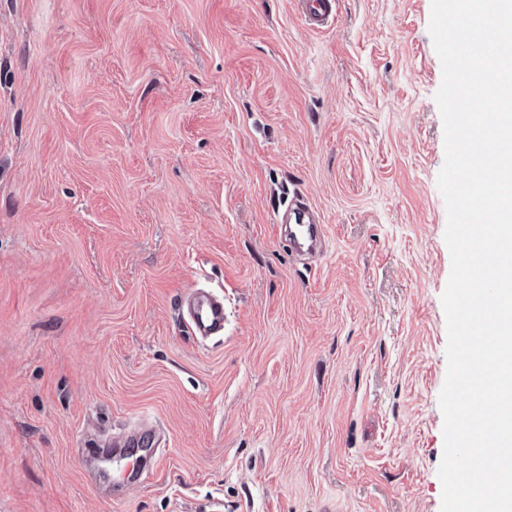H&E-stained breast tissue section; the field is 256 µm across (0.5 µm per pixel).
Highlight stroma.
I'll list each match as a JSON object with an SVG mask.
<instances>
[{
    "label": "stroma",
    "instance_id": "obj_1",
    "mask_svg": "<svg viewBox=\"0 0 512 512\" xmlns=\"http://www.w3.org/2000/svg\"><path fill=\"white\" fill-rule=\"evenodd\" d=\"M336 2L0 0V512H440L431 0ZM294 5L311 30H322L336 21L335 0H294ZM288 220L292 237L289 242L294 251L301 256H313L322 247L323 233L320 219L314 209L298 198L291 200L288 210L276 222L284 223ZM194 335L206 338L224 330V302L207 293L196 292L186 300ZM155 442L157 438L156 430L153 426L142 425L130 429L122 435L115 438V447L117 448H139L148 446L150 439Z\"/></svg>",
    "mask_w": 512,
    "mask_h": 512
}]
</instances>
